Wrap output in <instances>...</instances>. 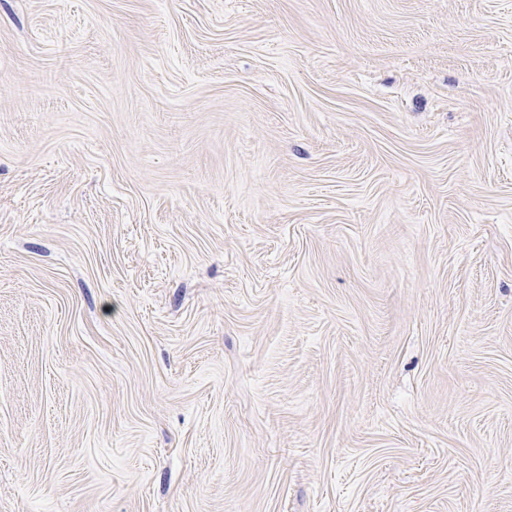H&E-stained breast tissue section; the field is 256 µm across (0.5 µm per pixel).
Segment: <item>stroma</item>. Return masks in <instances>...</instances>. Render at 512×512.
<instances>
[{
    "label": "stroma",
    "mask_w": 512,
    "mask_h": 512,
    "mask_svg": "<svg viewBox=\"0 0 512 512\" xmlns=\"http://www.w3.org/2000/svg\"><path fill=\"white\" fill-rule=\"evenodd\" d=\"M0 512H512V0H0Z\"/></svg>",
    "instance_id": "1"
}]
</instances>
